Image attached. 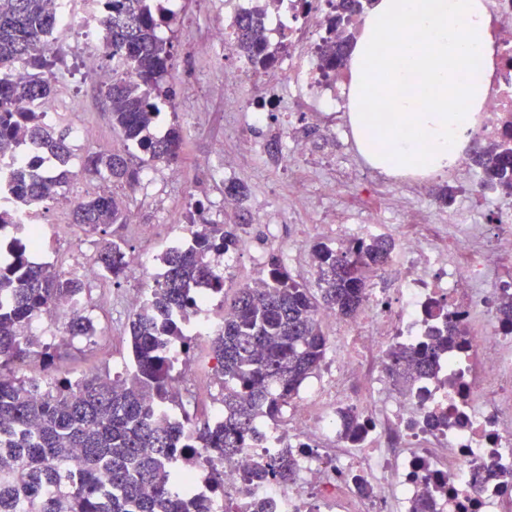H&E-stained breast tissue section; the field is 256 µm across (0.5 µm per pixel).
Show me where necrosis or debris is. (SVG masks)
I'll return each mask as SVG.
<instances>
[{
    "label": "necrosis or debris",
    "mask_w": 512,
    "mask_h": 512,
    "mask_svg": "<svg viewBox=\"0 0 512 512\" xmlns=\"http://www.w3.org/2000/svg\"><path fill=\"white\" fill-rule=\"evenodd\" d=\"M224 0V24L211 43L233 52L225 85L250 81L252 121L289 101L294 112L323 118L326 137H348L350 75L347 67L324 70L336 48L328 20L339 0ZM493 39L490 94L482 109V136L512 125V0H485ZM262 9L261 36L282 48L278 64L284 89L237 52L235 30L243 16ZM452 253L434 248V234L421 227H391L404 271L395 300L370 291L360 319L334 311L316 314L337 324L340 336L315 381L290 402V411L260 424L235 454L189 449L195 498L210 512H512V320L499 310L502 291L487 287L503 273L502 256L472 258L477 225L461 211ZM456 320L459 334L442 351L432 372L400 388L387 369L397 345L415 348L431 329ZM354 409L361 422L355 438L342 434L340 414ZM296 463L292 479L260 480L256 474L281 452ZM223 475L213 485L212 471Z\"/></svg>",
    "instance_id": "4bbe7bcc"
}]
</instances>
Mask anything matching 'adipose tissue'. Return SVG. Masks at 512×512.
Wrapping results in <instances>:
<instances>
[{"instance_id": "obj_1", "label": "adipose tissue", "mask_w": 512, "mask_h": 512, "mask_svg": "<svg viewBox=\"0 0 512 512\" xmlns=\"http://www.w3.org/2000/svg\"><path fill=\"white\" fill-rule=\"evenodd\" d=\"M492 56L483 0H376L349 62V122L366 160L394 177L447 169L476 129Z\"/></svg>"}]
</instances>
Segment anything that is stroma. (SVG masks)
<instances>
[{"label":"stroma","mask_w":512,"mask_h":512,"mask_svg":"<svg viewBox=\"0 0 512 512\" xmlns=\"http://www.w3.org/2000/svg\"><path fill=\"white\" fill-rule=\"evenodd\" d=\"M222 0H182L171 25L177 51L167 76L176 92L173 113L164 114L161 128L180 124L185 132L176 175L166 165L144 168L140 185L127 194V205L137 216L136 223L114 228V239L125 245L127 256L155 252L157 241L166 239L176 226L187 223L195 201L210 205V219L238 227L241 249L234 260L226 262L224 297L214 300L215 310H223L238 288L253 282L258 263L278 256L289 273L307 284L315 276L306 273L304 260L311 243H336V227L354 223L355 206L331 195L328 186L341 174H352L365 164L357 146L344 141H326L320 130L308 137L310 150L295 167H284L280 155L291 148L290 132L283 113H275L267 122L251 126L242 112H227L224 98L216 89L224 83V66L230 58L223 47H211L207 36L213 27L223 25ZM70 124H85L95 131L88 149L109 153L119 132L105 101L89 94L82 111L69 116ZM223 140L224 152L212 151L214 140ZM236 183L246 187L247 197L234 211L223 209L224 187ZM439 182L422 190H390L376 198L366 215L378 224H396L405 210L418 213L424 223L439 225L438 246L447 245L456 226L449 221L446 205L435 197ZM266 211L272 225L256 223L255 214ZM48 235L42 243L60 272H77L79 266L94 261L99 248L98 236L86 233L72 222L69 199L50 203L40 214ZM154 228L153 238L140 232L141 225ZM133 279L112 283L100 277L87 283V312L93 318L97 334L92 340H67L55 344V364L59 372L71 376L83 373L110 374L120 371L128 359L126 331L131 315L127 295L136 288ZM195 383L200 410L219 404L221 386L215 372L216 361L210 342L195 344Z\"/></svg>","instance_id":"1"}]
</instances>
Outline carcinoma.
<instances>
[{"label":"carcinoma","instance_id":"carcinoma-1","mask_svg":"<svg viewBox=\"0 0 512 512\" xmlns=\"http://www.w3.org/2000/svg\"><path fill=\"white\" fill-rule=\"evenodd\" d=\"M169 18L160 0H102L100 29L112 72L121 76L106 90L112 115L127 146L139 153L104 155L88 151L79 168L68 126L48 122L39 112H17L20 99L46 98L55 88L45 74L52 67L46 38L58 27L54 0H0V153L30 144L57 159L48 170L13 173L10 192L0 195V225L13 224L16 212L65 197L71 181L85 174L103 188L72 203V217L90 234H102L96 256L101 275L118 283L128 277L121 245L106 238L112 226L128 223L130 211L115 189H134L144 167L178 160L184 132L176 124L165 135L154 129L160 106L173 103V91L162 86L173 57L172 41L160 34ZM253 17L238 21L236 41L254 64L276 65L279 50L256 36ZM349 38L336 36V49L325 67L337 68L349 58ZM21 61L24 82L7 74ZM512 128L475 146L473 155L483 185L512 196ZM198 200L190 223L201 225L192 242L167 249L165 271L158 276L149 300L135 310L128 327L129 371L122 384L108 374L70 377L54 369L53 343L26 331L32 319L50 313L66 299H82L85 278L64 274L54 266L33 264L23 248L15 261L0 266V512H209L195 500L177 469L187 455L182 424L160 412L173 401L174 365L165 353L168 340L187 335L179 320L194 316V289L203 285L220 294L224 277L214 262L236 249L234 224L204 217ZM318 260L316 289L294 279L282 261L271 258L262 286L238 289L224 311V326L212 349L224 379V421L207 418L194 423L201 447L219 457L230 456L257 435L255 420L276 418L302 384L325 360L327 338L314 317L320 308L354 316L368 296V280L383 270L393 250L387 238L358 239L345 250L324 242L310 246ZM67 335L92 339L93 319L72 313ZM455 329L436 333L419 349L395 347L393 368L413 364L420 373L433 368L438 349L454 342ZM42 358L40 379L16 375L13 365ZM295 463L283 453L270 461L266 473L286 479Z\"/></svg>","mask_w":512,"mask_h":512}]
</instances>
